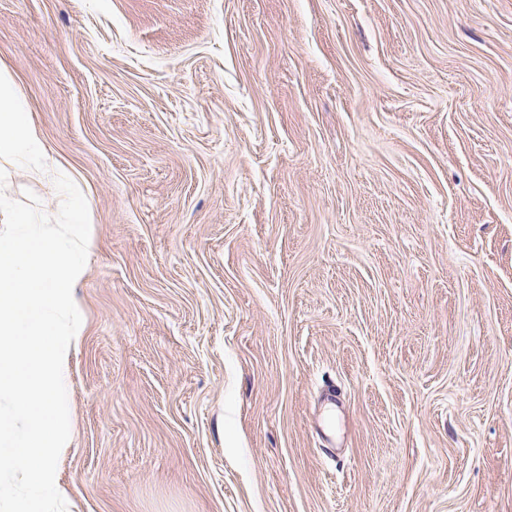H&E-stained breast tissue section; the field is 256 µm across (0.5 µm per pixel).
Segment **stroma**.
<instances>
[{
    "label": "stroma",
    "mask_w": 512,
    "mask_h": 512,
    "mask_svg": "<svg viewBox=\"0 0 512 512\" xmlns=\"http://www.w3.org/2000/svg\"><path fill=\"white\" fill-rule=\"evenodd\" d=\"M0 69L96 238L67 512H512V0H0Z\"/></svg>",
    "instance_id": "1"
}]
</instances>
